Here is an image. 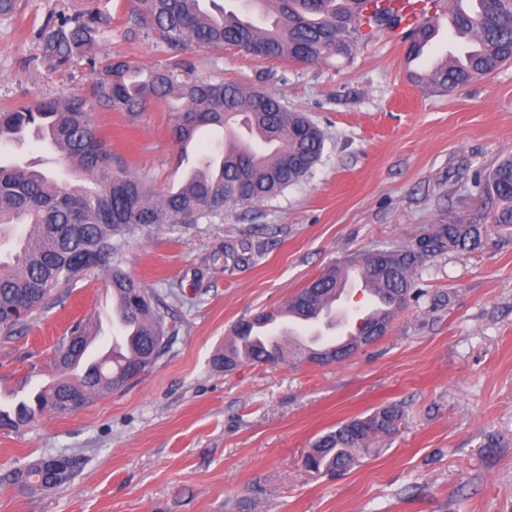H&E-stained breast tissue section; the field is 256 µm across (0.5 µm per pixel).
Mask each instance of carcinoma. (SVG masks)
I'll use <instances>...</instances> for the list:
<instances>
[{"instance_id":"cac0c4a2","label":"carcinoma","mask_w":512,"mask_h":512,"mask_svg":"<svg viewBox=\"0 0 512 512\" xmlns=\"http://www.w3.org/2000/svg\"><path fill=\"white\" fill-rule=\"evenodd\" d=\"M442 2L455 17L460 34L477 44L460 66H442L416 79L442 91L458 90L495 73L512 60V0H476L473 12H461V0H408L410 4ZM205 0H132L126 33H157L173 50L188 47L219 50L240 48L261 58H283L314 64L333 56H349L361 40L400 27L402 18L386 5L388 0H264L259 25ZM88 8L58 16L40 29L43 55L65 66L77 57L86 60L93 75L87 97H59L0 109V146H13L26 134L44 148L66 156L69 167L50 172L30 162L0 160V239L14 240V249L0 260V338L8 341L21 332L33 315L63 299L62 290L92 270L105 273L112 294L121 300L124 316L113 322L110 348L101 356H86L90 324L81 319L60 337L54 349L59 375L50 385L0 408V428L18 429L37 416L69 413L71 398L80 407L104 391L122 390L151 369L167 347L164 301L123 269L127 240L135 231L161 224L212 222L237 205L263 203L303 180L320 160L325 136L305 113L288 108L282 99L261 90L244 91L235 83H185L179 69L151 73L144 81L135 61L97 65L92 50L100 38L99 21L106 0H87ZM434 33L428 13L403 35L407 57L421 53ZM177 94L183 105L169 112L177 144L193 138L202 127L225 131L206 154L197 172L175 192L157 191L121 167L112 148L99 136L91 115L98 107L137 113L150 104ZM474 196L492 213L429 225L423 236L430 248L415 254L409 245L390 248L379 257L369 251L340 261L294 294L285 310L313 313L341 286L349 264L363 267L383 291L390 309L377 317L345 345L329 349H302L293 340L273 344L254 335L255 326L273 316L259 313L238 322L234 341L214 357L227 369L242 363L273 364L292 356L313 362L318 355L339 362L349 358L367 329L389 323L399 312L398 298L417 300V272L448 251L473 252L512 239V156L500 161L488 175H475ZM397 413L383 409L366 417L342 422L320 436L304 459L320 475L350 469L365 443L390 431ZM73 472L52 473L40 457L0 475V485L33 493L60 486Z\"/></svg>"}]
</instances>
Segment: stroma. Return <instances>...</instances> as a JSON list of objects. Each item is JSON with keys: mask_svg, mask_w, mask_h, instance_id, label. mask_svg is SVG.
Returning a JSON list of instances; mask_svg holds the SVG:
<instances>
[{"mask_svg": "<svg viewBox=\"0 0 512 512\" xmlns=\"http://www.w3.org/2000/svg\"><path fill=\"white\" fill-rule=\"evenodd\" d=\"M84 5L16 0L0 15V108L89 93L84 61L57 65L38 38L48 16ZM127 12V0H109L101 60L148 70L179 61L181 80L281 96L319 124L325 148L275 199L129 238L126 272L169 307L167 348L138 381L79 412L0 429V473L56 454L78 462L55 489L20 495L0 485V512H512V243L428 262L418 302L344 362H213L239 321L280 311L337 260L477 208L475 172L512 156V62L446 93L416 80L424 63L389 33L305 64L232 46L176 53L127 36ZM92 118L128 171L156 190L180 187L187 168L164 104ZM249 243L261 244L260 256L225 266V248ZM106 295L103 275L89 273L0 342V404L24 382L54 378L55 343ZM390 406L400 419L354 468L334 478L304 468L330 428Z\"/></svg>", "mask_w": 512, "mask_h": 512, "instance_id": "stroma-1", "label": "stroma"}]
</instances>
